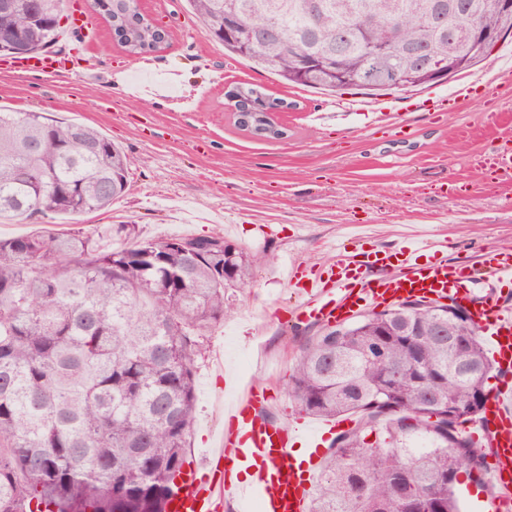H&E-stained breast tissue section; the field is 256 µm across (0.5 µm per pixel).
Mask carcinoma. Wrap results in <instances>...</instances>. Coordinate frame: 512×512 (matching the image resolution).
<instances>
[{
    "label": "carcinoma",
    "mask_w": 512,
    "mask_h": 512,
    "mask_svg": "<svg viewBox=\"0 0 512 512\" xmlns=\"http://www.w3.org/2000/svg\"><path fill=\"white\" fill-rule=\"evenodd\" d=\"M204 34L287 82L335 90L330 70L358 75L366 42H423L448 56L428 24L448 0H385L364 13L336 56L341 18L365 0H190ZM478 22L506 27L497 0ZM123 47L142 26L127 0H95ZM243 22L277 13L281 37L224 36V9ZM62 0H0V54H31L64 28ZM229 91L237 125L291 104L258 89ZM133 160L97 129L43 112L0 110V218L41 220L105 210L123 196ZM107 251L101 236L0 238V512H167L187 463L194 362L205 332L232 312L267 256L220 233L143 239ZM494 365L474 321L448 329V305L401 303L327 327L301 346L289 376L305 413L356 416L325 456L311 512H459L457 473H481L483 455L458 433L484 409Z\"/></svg>",
    "instance_id": "carcinoma-1"
}]
</instances>
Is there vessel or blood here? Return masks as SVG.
<instances>
[{"label": "vessel or blood", "instance_id": "b4317fda", "mask_svg": "<svg viewBox=\"0 0 512 512\" xmlns=\"http://www.w3.org/2000/svg\"><path fill=\"white\" fill-rule=\"evenodd\" d=\"M13 69L60 75L69 59L43 53L13 62ZM512 280V248L484 252L479 266L449 262L443 241L400 248L380 247L369 253L345 254L314 274L300 264L289 270L288 283L301 297L294 322L325 324L347 319L367 309H384L407 300L471 304L474 321L492 328L490 351L500 371V386L490 397L482 417L469 424L472 439L490 444L491 480L495 505L512 501V300L498 295L495 286ZM264 393L250 385L224 406V430L207 458L210 466L229 460L249 472L248 485L232 479L200 477V465L188 463L177 482L167 512H223L225 501L238 502L249 512L259 502L261 512H308L311 486L303 475H285L295 444L306 439L315 447L331 444L342 426L270 420Z\"/></svg>", "mask_w": 512, "mask_h": 512}]
</instances>
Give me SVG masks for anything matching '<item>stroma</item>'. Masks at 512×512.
Wrapping results in <instances>:
<instances>
[{"label": "stroma", "instance_id": "stroma-1", "mask_svg": "<svg viewBox=\"0 0 512 512\" xmlns=\"http://www.w3.org/2000/svg\"><path fill=\"white\" fill-rule=\"evenodd\" d=\"M78 2L97 41L64 34L57 48L72 52L71 70L54 77L14 72L0 59V108L97 128L134 158L128 189L105 212L2 220L0 238L133 224L144 238L220 232L272 255L232 296V316L204 338L188 459L203 458L224 428L219 402L233 396L225 377L265 389L271 417L300 418L288 379L299 346L321 327L284 321L300 302L286 284L292 263L317 268L344 252L400 247L411 225L447 239L452 262L471 265L487 248L512 247V172L482 164L491 146L512 150V36L446 82L378 92L395 107L391 124L378 125L356 108L367 91L302 87L252 66L203 34L188 0H138L169 33L163 49L138 56L93 0ZM477 74L483 82L472 98L453 102ZM239 84L291 102L275 115L285 138L258 139L235 126L227 93ZM190 94L197 107L182 111ZM429 98L442 111L422 110ZM263 225L272 235L260 233Z\"/></svg>", "mask_w": 512, "mask_h": 512}]
</instances>
